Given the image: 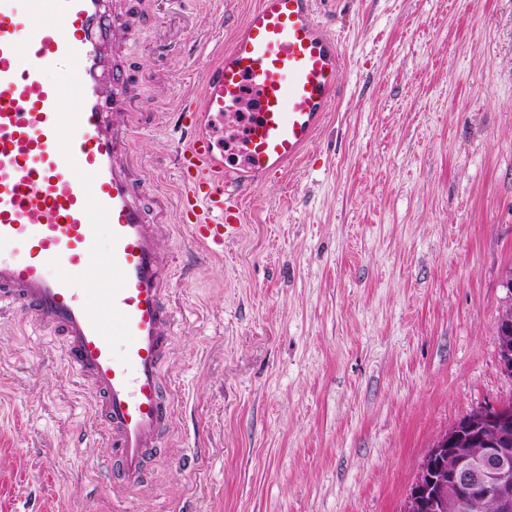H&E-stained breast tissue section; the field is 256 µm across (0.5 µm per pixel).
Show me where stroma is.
<instances>
[{"mask_svg":"<svg viewBox=\"0 0 512 512\" xmlns=\"http://www.w3.org/2000/svg\"><path fill=\"white\" fill-rule=\"evenodd\" d=\"M257 0H137L133 147L174 193L179 104ZM342 43L336 105L252 187L210 257L162 246L178 311L169 432L112 493L93 391L61 337L0 318V512H403L429 448L512 398V0H317ZM496 328L499 334V367L505 376L512 378V308L501 313Z\"/></svg>","mask_w":512,"mask_h":512,"instance_id":"35a3bbf8","label":"stroma"}]
</instances>
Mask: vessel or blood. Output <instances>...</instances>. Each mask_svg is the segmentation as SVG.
Wrapping results in <instances>:
<instances>
[{
  "label": "vessel or blood",
  "instance_id": "obj_1",
  "mask_svg": "<svg viewBox=\"0 0 512 512\" xmlns=\"http://www.w3.org/2000/svg\"><path fill=\"white\" fill-rule=\"evenodd\" d=\"M316 0H258L228 49L202 70L193 118L235 116L253 98L238 153L252 179L296 162L335 105L342 51ZM46 23L0 0V313L61 336L65 364L95 394L91 418L121 465L118 484L144 474L170 425L163 365L176 318L164 220L144 202L130 119L124 50L136 27L131 0H44ZM65 62L70 97L49 82ZM73 108H66V101ZM175 208L205 251L242 233L232 167L194 130L175 155ZM109 249L94 263L98 227Z\"/></svg>",
  "mask_w": 512,
  "mask_h": 512
}]
</instances>
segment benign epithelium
Instances as JSON below:
<instances>
[{
    "label": "benign epithelium",
    "mask_w": 512,
    "mask_h": 512,
    "mask_svg": "<svg viewBox=\"0 0 512 512\" xmlns=\"http://www.w3.org/2000/svg\"><path fill=\"white\" fill-rule=\"evenodd\" d=\"M501 372L512 378V308L497 323ZM403 512H468L491 499L512 512V405L480 408L439 436Z\"/></svg>",
    "instance_id": "1"
}]
</instances>
